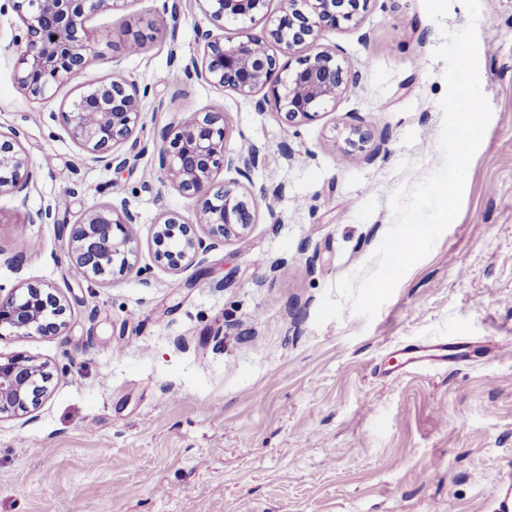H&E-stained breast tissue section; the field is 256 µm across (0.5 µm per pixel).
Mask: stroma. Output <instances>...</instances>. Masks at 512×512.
Wrapping results in <instances>:
<instances>
[{
	"instance_id": "stroma-1",
	"label": "stroma",
	"mask_w": 512,
	"mask_h": 512,
	"mask_svg": "<svg viewBox=\"0 0 512 512\" xmlns=\"http://www.w3.org/2000/svg\"><path fill=\"white\" fill-rule=\"evenodd\" d=\"M129 0L94 15L102 33L80 81L116 73L145 88L146 151L118 170L91 162L50 118L74 84L35 101L16 82L20 21L0 0V131L18 129L36 170L26 205L0 196V251L24 252L0 286L52 285L69 303L59 336L0 338V354L46 363L49 396L0 418V512H494L512 470V0H481L478 71L491 119L462 207L373 320L344 309L315 326L323 296L369 265L392 224L390 197L442 163V22L423 0H367L324 31L355 84L319 117L287 124L256 100L175 69L201 57L195 0ZM224 110L225 151L261 150L248 176L255 222L180 274L154 260L161 213L193 217L164 183L155 145L180 115ZM127 199L147 277L103 283L71 271L62 225ZM55 222L33 223L46 205ZM472 346L470 361L405 373L397 352Z\"/></svg>"
}]
</instances>
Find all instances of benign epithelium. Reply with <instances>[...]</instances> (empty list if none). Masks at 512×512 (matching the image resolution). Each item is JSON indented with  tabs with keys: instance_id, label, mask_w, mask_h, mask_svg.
<instances>
[{
	"instance_id": "obj_1",
	"label": "benign epithelium",
	"mask_w": 512,
	"mask_h": 512,
	"mask_svg": "<svg viewBox=\"0 0 512 512\" xmlns=\"http://www.w3.org/2000/svg\"><path fill=\"white\" fill-rule=\"evenodd\" d=\"M128 0H12L21 27L13 44L19 52L17 84L32 99L44 100L59 86L81 74L94 60L89 18L124 7ZM204 18L197 37L203 45L201 62L181 70L215 87L244 96L259 93L258 111L273 100L276 113L290 124L311 121L345 90L348 81L336 54L319 43L322 31L351 21L360 0H282V15L268 11L269 0H194ZM265 21L267 37L248 32L246 22ZM243 23L235 35L224 36L226 23ZM274 42L286 54L309 44L312 52L292 68L269 53ZM58 118L64 130L97 163L121 170L129 157L118 148L134 151L143 128L140 91L135 83L112 75L83 85L62 105ZM226 113L218 109L181 115L162 134L159 166L164 177L195 207L196 221L167 212L152 225L155 259L173 272L239 237L253 224L256 202L237 190V183L218 179L227 169L244 176L258 164L260 150L229 156L224 143ZM35 167L16 130L0 132V195H19L33 179ZM137 214L126 199L101 204L74 224L67 234L70 268L87 282H98L114 268H134L132 226ZM66 298L49 285L23 282L3 293L0 287V338L57 336L66 327ZM51 373L21 354L0 355V416H23L47 397Z\"/></svg>"
}]
</instances>
